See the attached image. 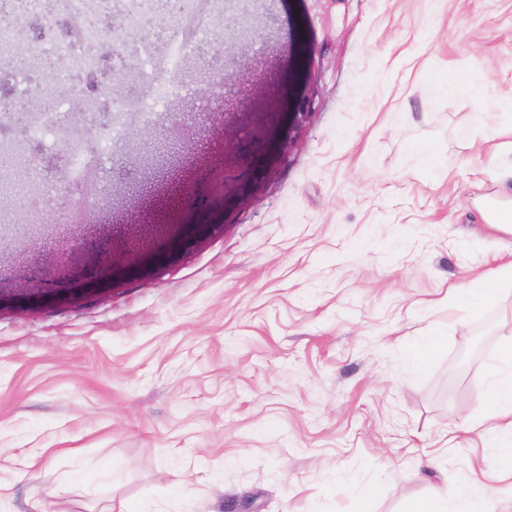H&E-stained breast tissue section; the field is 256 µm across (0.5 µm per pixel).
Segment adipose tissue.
<instances>
[{"label":"adipose tissue","instance_id":"ef3b65f1","mask_svg":"<svg viewBox=\"0 0 512 512\" xmlns=\"http://www.w3.org/2000/svg\"><path fill=\"white\" fill-rule=\"evenodd\" d=\"M512 277V261L482 274L471 287L451 291L454 303L463 310H481L497 294L502 277ZM486 413L471 422L470 431L491 434L504 475L512 477V337L504 339L487 373L484 390ZM490 501L462 492L447 500L440 492L409 501L405 512H491Z\"/></svg>","mask_w":512,"mask_h":512}]
</instances>
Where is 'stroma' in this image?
<instances>
[{"label": "stroma", "mask_w": 512, "mask_h": 512, "mask_svg": "<svg viewBox=\"0 0 512 512\" xmlns=\"http://www.w3.org/2000/svg\"><path fill=\"white\" fill-rule=\"evenodd\" d=\"M267 41L215 30L209 58L257 56L221 95L252 104L258 145L225 140L224 116L172 101L145 126L121 117L89 201L70 191L64 140L40 158L56 191L17 210L0 238V512H403L437 490L512 506L493 442L465 432L512 336V282L482 311L453 286L512 256V233L478 200L512 199V0H246ZM455 81L458 92L446 89ZM180 140L167 138L172 122ZM205 173L241 153L223 192L193 182L163 225L167 176L141 142ZM427 142L432 153L419 150ZM82 209L87 224H66ZM116 238L119 257L78 247ZM38 278H26L29 268ZM437 330L426 370L405 352Z\"/></svg>", "instance_id": "stroma-1"}]
</instances>
